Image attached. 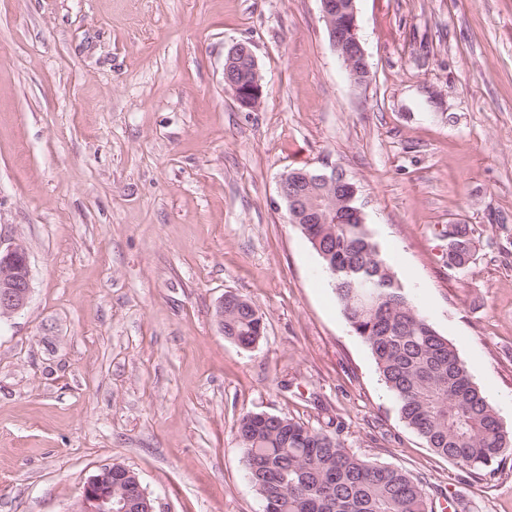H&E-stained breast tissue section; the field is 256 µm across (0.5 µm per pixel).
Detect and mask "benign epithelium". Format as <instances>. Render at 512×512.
I'll return each instance as SVG.
<instances>
[{
  "mask_svg": "<svg viewBox=\"0 0 512 512\" xmlns=\"http://www.w3.org/2000/svg\"><path fill=\"white\" fill-rule=\"evenodd\" d=\"M322 19L329 41L347 66L353 80L369 81L365 51L358 35L356 0H320ZM224 85L238 108L256 111L262 103L263 85L257 59L251 47L236 43L224 60ZM313 181L332 192L345 186L357 192L346 174L331 171H291L282 176L280 195L286 203L293 224L323 222L321 210L327 197L313 198L300 190L302 181ZM31 292L29 261L26 249L14 244L0 247V319L9 318L27 305ZM71 512H154L138 475L116 464L88 476L80 497Z\"/></svg>",
  "mask_w": 512,
  "mask_h": 512,
  "instance_id": "benign-epithelium-1",
  "label": "benign epithelium"
}]
</instances>
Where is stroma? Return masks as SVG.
<instances>
[{
    "label": "stroma",
    "mask_w": 512,
    "mask_h": 512,
    "mask_svg": "<svg viewBox=\"0 0 512 512\" xmlns=\"http://www.w3.org/2000/svg\"><path fill=\"white\" fill-rule=\"evenodd\" d=\"M367 84L319 0H0V244L31 298L0 320V512H68L119 463L156 512H263L236 426L283 416L421 478L430 512H512L401 420L279 194L346 172L433 328L512 431V0H356ZM249 43L260 108L224 58ZM472 262L448 267V227ZM265 334L224 337L225 294ZM224 85L238 108L258 110L263 97L262 77L254 52L246 43H236L227 51Z\"/></svg>",
    "instance_id": "obj_1"
}]
</instances>
